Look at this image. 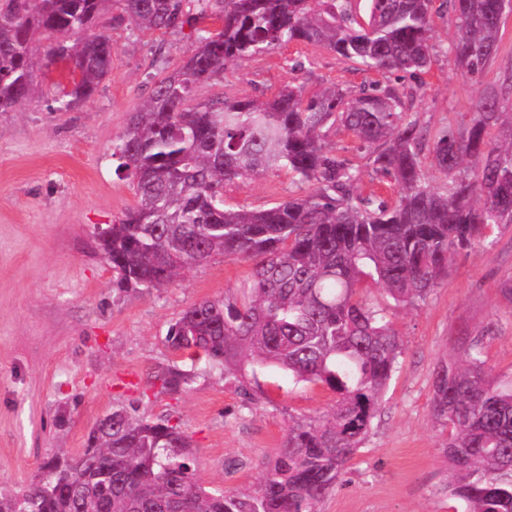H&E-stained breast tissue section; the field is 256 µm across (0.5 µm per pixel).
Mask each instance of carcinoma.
<instances>
[{
	"instance_id": "obj_1",
	"label": "carcinoma",
	"mask_w": 512,
	"mask_h": 512,
	"mask_svg": "<svg viewBox=\"0 0 512 512\" xmlns=\"http://www.w3.org/2000/svg\"><path fill=\"white\" fill-rule=\"evenodd\" d=\"M149 30L196 29V46L154 83L112 148L132 178L136 204L99 237L116 287L163 288L215 254L253 262L239 295L185 309L167 341L238 381L276 368L334 394L331 412L299 418L253 488L208 491L195 450L168 418L119 406L99 421L76 456H55L27 488L0 489V512H316L367 438L403 340L363 280L397 305L426 301L454 257L512 224V75L486 89L470 119L427 141L398 88L333 87L307 97L295 82L271 98L198 100L229 64L292 43L326 48L382 73L415 80L436 56L433 0H3L0 112L31 97L32 40L44 66L61 64L68 86L59 112L90 100L112 68V39L98 28L108 3ZM458 23L448 51L479 77L498 51L512 0H443ZM507 128L502 144L491 131ZM345 131L352 147L331 135ZM396 198L361 189L363 168ZM443 175L430 184L426 168ZM286 170L299 193L267 208H233L226 189ZM466 364L434 371L432 407L448 428V493L464 512H512V381L493 378L482 341ZM178 393L189 375L168 369Z\"/></svg>"
}]
</instances>
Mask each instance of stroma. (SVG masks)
I'll return each mask as SVG.
<instances>
[{
    "instance_id": "1",
    "label": "stroma",
    "mask_w": 512,
    "mask_h": 512,
    "mask_svg": "<svg viewBox=\"0 0 512 512\" xmlns=\"http://www.w3.org/2000/svg\"><path fill=\"white\" fill-rule=\"evenodd\" d=\"M100 23L111 28L112 69L92 99L72 111H52L62 91L53 66L38 71L29 102L0 113V485L29 486L47 458L80 452L113 407L134 405L179 425L207 489L250 487L283 447L292 420L326 414L335 397L271 371L247 400L234 380L168 345L180 313L238 293L252 261L215 255L158 290L114 288L98 234L136 197L112 145L153 83L190 55L195 31L188 24L178 32L139 30L107 15ZM457 34L451 17L436 18L437 56L420 90L409 77L292 44L228 66L223 80L198 95L264 100L294 79L310 96L375 81L401 85L412 91L407 109L435 135L466 123L486 87L512 71V14L499 31V54L481 77L465 75L448 54ZM291 59L304 61L306 71L291 73ZM295 191L291 174L280 171L233 186L225 198L259 209ZM511 278L508 224L456 255L418 306L395 305L382 286L371 284L369 298L387 308L404 346L367 439L317 512H463L447 489L442 450L448 432L432 417L433 372L462 358L465 329L482 339L493 376L512 379V306L501 295ZM171 367L193 372L184 391L169 392L157 380L158 371Z\"/></svg>"
}]
</instances>
